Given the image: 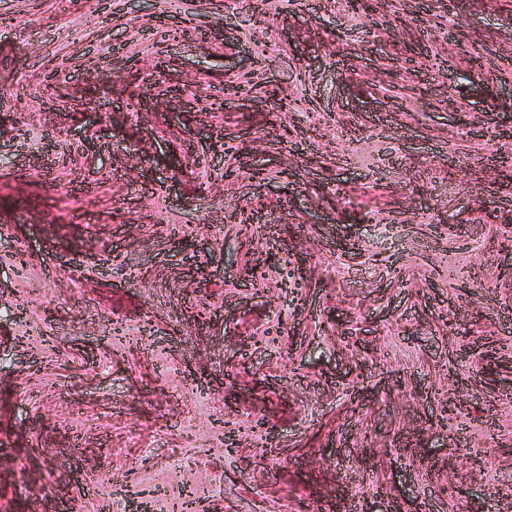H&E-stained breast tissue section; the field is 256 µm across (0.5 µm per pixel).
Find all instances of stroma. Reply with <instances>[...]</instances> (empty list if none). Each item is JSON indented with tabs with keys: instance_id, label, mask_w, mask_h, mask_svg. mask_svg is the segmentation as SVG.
<instances>
[{
	"instance_id": "35a3bbf8",
	"label": "stroma",
	"mask_w": 512,
	"mask_h": 512,
	"mask_svg": "<svg viewBox=\"0 0 512 512\" xmlns=\"http://www.w3.org/2000/svg\"><path fill=\"white\" fill-rule=\"evenodd\" d=\"M409 3L0 0V512H512V0Z\"/></svg>"
}]
</instances>
